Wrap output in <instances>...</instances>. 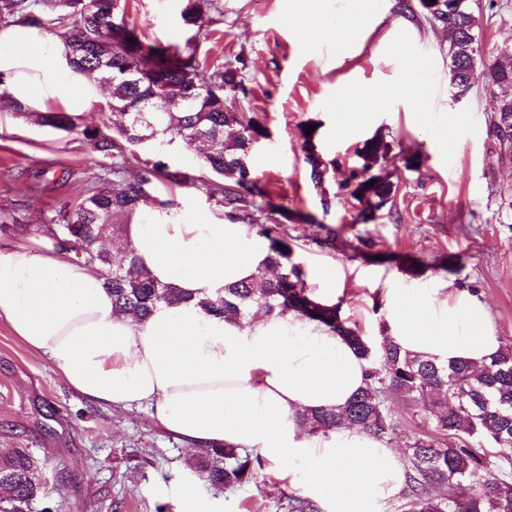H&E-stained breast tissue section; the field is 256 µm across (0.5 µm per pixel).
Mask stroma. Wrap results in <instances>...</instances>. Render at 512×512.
Segmentation results:
<instances>
[{
    "mask_svg": "<svg viewBox=\"0 0 512 512\" xmlns=\"http://www.w3.org/2000/svg\"><path fill=\"white\" fill-rule=\"evenodd\" d=\"M223 12L207 32L194 36L180 18L179 0H128L126 21L151 40L192 46L200 62L236 68L247 90L234 109L254 112L265 138L253 145L250 163L276 210L265 221L292 239L294 260L307 275L334 265L344 274L339 294L348 326L375 339L382 334L386 289L409 284L472 283L485 298L498 337H512V152L500 148L491 127L493 90L478 80L469 96L454 101L448 90V38L429 22L418 0H368L353 40L311 45L287 16L295 0H218ZM480 27L479 69L512 43V0H469ZM419 76L428 92L408 90ZM361 96L337 104L345 87ZM389 90L387 103L376 95ZM361 113L346 127L345 112ZM455 116L448 142L422 125ZM312 124L336 176L315 187L302 150L301 129ZM382 134L392 150L383 166L396 192L392 210L356 223L358 203L340 192L338 177L355 165L356 145ZM419 166L407 168L409 157ZM170 167L191 175L184 186L158 181L159 200L225 222L224 211L198 186L205 173L199 150L174 143ZM100 156L80 135L0 111V248L50 246L45 236L18 225L49 223L76 201L98 169ZM338 231L336 245L313 239L319 225ZM368 234L380 261L362 258ZM30 448L46 464L34 480L43 487L29 512H184L180 489L195 485L211 512H288V497L315 498L304 480H282L259 470L249 486L229 491L199 483L188 468L185 444L166 432L147 407H102L81 397L54 365L29 349L0 320V453Z\"/></svg>",
    "mask_w": 512,
    "mask_h": 512,
    "instance_id": "1",
    "label": "stroma"
}]
</instances>
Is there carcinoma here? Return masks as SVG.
<instances>
[{"label": "carcinoma", "instance_id": "obj_1", "mask_svg": "<svg viewBox=\"0 0 512 512\" xmlns=\"http://www.w3.org/2000/svg\"><path fill=\"white\" fill-rule=\"evenodd\" d=\"M127 0H0V28L23 25L49 33L66 48V67L88 83L110 91V117L103 126H81L79 116L41 112L37 121L71 133L80 130L91 148L107 159L101 172L90 176L84 196L61 208L51 224L37 232L53 239L56 251L73 254L103 272L113 306L139 320L160 305L191 300L170 285H159L137 271L135 248L125 236V224L144 207L156 206L155 182L173 184L189 176L170 169L166 146L178 140L206 144L202 166L210 178L200 188L217 199L231 221L250 224L269 251L268 265L249 282L228 285L202 301L205 310L236 322L257 307L268 316L292 311L350 340L367 361L369 382L344 406L302 414L309 433H325L342 425L356 426L379 438L395 428L388 406L393 394L409 399L420 414L423 432L406 445L403 465L406 488L400 512H512V458H499L489 447H512V338L501 351L478 365L468 359L438 364L401 348L388 337L375 343L345 326L341 306L320 301L308 287L306 273L291 261L293 248L278 224L255 218L256 198L265 191L254 177L249 158L263 126L252 112L228 108L229 97L242 89L238 71L206 66L195 54L177 46L144 41L125 23ZM443 16L426 18L456 27L448 40V87L452 96L469 93L479 79V28L467 0H442ZM221 13L216 0H182L181 19L201 34L203 6ZM504 58L491 67L489 84L496 98L512 102V44L496 48ZM10 76L0 72V108L28 117L29 105L9 92ZM492 131L500 146L512 149V110L494 113ZM155 144L154 159L140 161L130 147ZM310 178L320 187L334 162L317 150L314 135H303ZM392 149L376 134L356 146L363 170L375 167ZM360 205L359 219H377L391 203L394 183L380 168L373 186L358 169L339 182ZM315 243L333 248L337 230L319 225ZM46 460L28 448L0 455V512H27L40 487L33 473ZM263 462L244 448H202L196 451L194 473L213 488L234 490L252 482ZM288 512H318L307 497H288Z\"/></svg>", "mask_w": 512, "mask_h": 512}]
</instances>
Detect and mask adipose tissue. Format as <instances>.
<instances>
[{
	"mask_svg": "<svg viewBox=\"0 0 512 512\" xmlns=\"http://www.w3.org/2000/svg\"><path fill=\"white\" fill-rule=\"evenodd\" d=\"M313 42L334 32L351 41L357 13L324 19L321 0L291 12ZM63 44L22 25L0 29V71L14 99L47 95L87 105L82 85L60 78ZM139 268L191 300L160 306L145 320L114 310L100 271L53 249L0 250V320L51 361L85 399L123 410L147 406L190 450L257 449L280 478L303 477L334 512H381L405 486L396 448L346 425L309 435L302 413L346 404L366 386L368 365L340 333L288 312L234 323L200 305L216 289L246 282L268 249L246 224L210 223L184 208H147L125 228ZM388 337L438 363L479 361L499 340L483 296L446 285L386 292Z\"/></svg>",
	"mask_w": 512,
	"mask_h": 512,
	"instance_id": "ef3b65f1",
	"label": "adipose tissue"
}]
</instances>
